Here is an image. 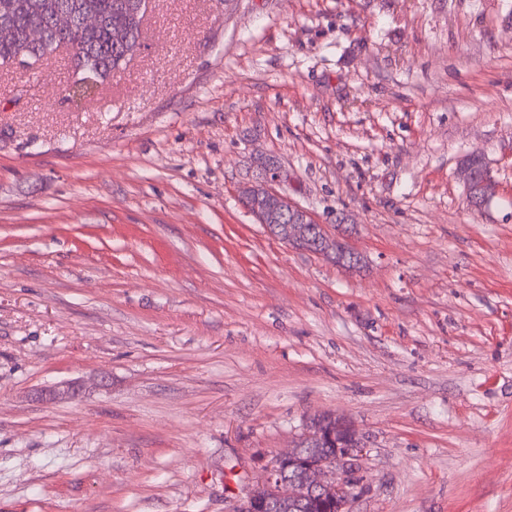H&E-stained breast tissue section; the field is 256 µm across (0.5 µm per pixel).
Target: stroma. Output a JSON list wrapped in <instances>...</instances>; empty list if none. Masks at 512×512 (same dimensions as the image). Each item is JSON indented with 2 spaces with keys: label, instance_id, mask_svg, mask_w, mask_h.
Here are the masks:
<instances>
[{
  "label": "stroma",
  "instance_id": "stroma-1",
  "mask_svg": "<svg viewBox=\"0 0 512 512\" xmlns=\"http://www.w3.org/2000/svg\"><path fill=\"white\" fill-rule=\"evenodd\" d=\"M144 30L86 96L65 52L0 68V512H229L326 412L369 447L353 512H512V0ZM265 157L363 268L255 223ZM466 159L471 165L477 167L481 166V162L475 157H468ZM469 163H462L460 170L463 175L465 187L468 193L467 202L471 207L479 209L482 208L485 204H487L493 197L496 196L497 185L492 175V171L485 161L479 173H477L475 168L472 167ZM473 186L476 187L478 195L482 200L481 205L475 206L473 203H470L472 198L471 196L469 197V192H472L470 190H472Z\"/></svg>",
  "mask_w": 512,
  "mask_h": 512
}]
</instances>
